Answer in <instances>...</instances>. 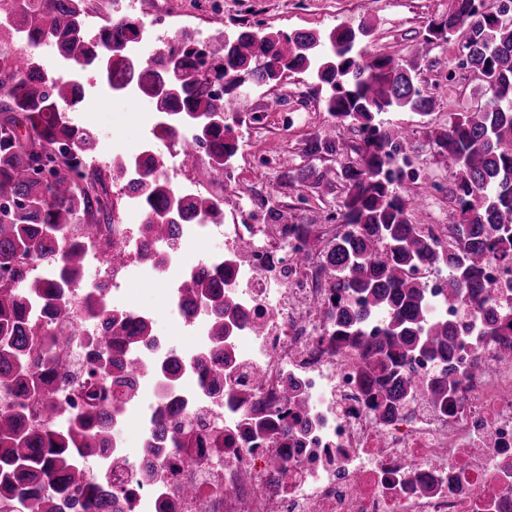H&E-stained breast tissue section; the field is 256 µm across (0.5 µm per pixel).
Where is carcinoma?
Listing matches in <instances>:
<instances>
[{"instance_id":"cac0c4a2","label":"carcinoma","mask_w":512,"mask_h":512,"mask_svg":"<svg viewBox=\"0 0 512 512\" xmlns=\"http://www.w3.org/2000/svg\"><path fill=\"white\" fill-rule=\"evenodd\" d=\"M83 0H0V30L17 37L8 42L10 57L0 63V392L14 402L0 407V512H60L56 490L69 484L81 488L71 506L84 509L112 498V483L85 478L81 459L109 442L112 415L120 404L112 387L131 395L140 380L152 373L132 369L135 359L114 366L112 348L125 342L112 334L89 335L91 367L81 385L85 406L78 413L45 407L46 420L33 427L28 404L64 368L63 354L71 339L50 331L63 312L70 290L82 281L85 243L102 224L112 223V204L106 198L100 172L84 167V158L97 146L96 133L75 124L67 115L82 99L83 83L48 71L42 49L53 48L83 74L100 76L109 89L128 87L152 100L158 128L169 140L207 143L208 165L198 169L203 181L224 171L237 150L235 104L252 86L276 83L290 73L313 74L329 87L326 100L337 125L349 123L361 136L355 147L358 166L344 168L348 182L338 214L350 226L341 236L323 242L295 225L288 206H269V219L288 224L305 235V256L322 257L328 287L337 302L332 315L336 335L360 346L357 372L375 410L417 396L445 406L457 384L452 361L458 327L434 314L419 278L407 270L421 264L448 266V294L467 311V322H484L477 336H507L512 323H495L485 307L489 281L488 253L512 264V239L486 235L489 225L512 226V16L499 18L495 4L478 11L476 0H453V9L440 21H430L423 41L410 60L358 50L369 28L339 27L326 36L310 31L291 34L245 28L207 45L195 41L159 47L144 62L132 46L143 37L141 24L119 17L95 31L85 23ZM456 31L463 49L460 61L484 76L497 99L483 107L466 108L431 138L443 163H451L448 198L459 221L443 246L422 233L410 219L409 207L429 192L428 183L405 173L400 155L409 139L406 130L387 129L376 115L409 109L419 116L434 110L435 99L418 80L419 61L432 46L446 44L447 28ZM223 114L222 123L203 137L190 125L193 116ZM336 125L307 143L310 155L338 151ZM166 157L145 150L112 167V181L135 193L144 216L138 258L154 256L153 244L172 242L187 216L200 214L213 224L224 221L218 200L183 194L170 186ZM334 170H311L303 175L314 190L329 188ZM89 219L79 234L72 225ZM25 255L45 270L29 279L17 263ZM177 293L203 302L209 309L214 353L224 355V269L200 267L186 272ZM86 313L112 329L117 317L105 294L86 299ZM383 320V337L372 325ZM128 341L153 335L147 317L130 321ZM416 353L446 365L439 379L412 380L403 372Z\"/></svg>"}]
</instances>
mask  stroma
<instances>
[{
    "mask_svg": "<svg viewBox=\"0 0 512 512\" xmlns=\"http://www.w3.org/2000/svg\"><path fill=\"white\" fill-rule=\"evenodd\" d=\"M220 13L200 9V0H153L152 14L166 13L168 32H191L212 36L231 35L242 28L254 26L272 32L315 31L328 34L336 27L367 25L370 32L361 46L371 52L398 59L411 58L422 40L430 19L446 14L452 0H221ZM457 51L444 44L433 49L420 67V80L436 100L434 111L422 117L407 110L380 114L386 126L410 130L406 151L421 177L436 183L437 188L412 206L413 223L452 224L457 214L449 201L446 186L450 169L434 155L430 137L434 131L447 127L454 113L463 108L494 101L495 96L476 73L457 70ZM84 96L69 116L76 124L88 126L98 134L97 152L112 153L113 138H121L122 149L136 155L145 147L164 151L163 143L155 141L151 129L156 115L152 103L138 94L114 93L94 75L83 78ZM328 88L309 74H294L275 85L253 88L239 107L241 118L264 113L260 127H236L239 141H251V148H239L233 165L248 195L258 202H279L288 205L299 223L316 226L319 235L332 239L339 230L336 215L344 197L343 179H335L331 188L316 194L305 186L281 188L282 171L301 175L303 170L331 167L342 169L358 162L354 151L358 138L347 127L336 128L339 153L310 155L304 150L308 139L332 125L324 100ZM280 98V111L268 110L271 98ZM293 112L297 121L289 130H282L280 112ZM333 126V125H332ZM165 288L162 281L147 282L131 277L128 299L153 313L156 328L178 334L165 313Z\"/></svg>",
    "mask_w": 512,
    "mask_h": 512,
    "instance_id": "1",
    "label": "stroma"
}]
</instances>
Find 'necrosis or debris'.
Here are the masks:
<instances>
[{"instance_id":"obj_1","label":"necrosis or debris","mask_w":512,"mask_h":512,"mask_svg":"<svg viewBox=\"0 0 512 512\" xmlns=\"http://www.w3.org/2000/svg\"><path fill=\"white\" fill-rule=\"evenodd\" d=\"M220 236L224 248L201 255L197 266L223 267L225 288L241 312L224 342L217 375L191 370L176 381L145 377L114 421L111 448L84 463L88 476L105 475L115 498L112 512H512V355L502 337L463 336L453 362L458 384L444 409L419 397L390 414L373 410L356 373L359 351L338 337L327 314L326 272L320 257L299 266L305 239L283 234L249 213L241 224L201 220L185 225L182 240L160 244L163 269L138 260L139 227L115 209L112 226L114 312L141 316L128 302L131 274L180 281L172 257L189 238ZM283 256L275 271L268 257ZM193 340L177 345L158 332L134 347L139 362L157 368L171 354L190 360L209 349L206 316L191 320ZM67 371L46 400L75 412L89 371L83 335H76ZM297 383L304 408L297 424H284L280 390ZM182 405L181 420L200 433L224 426V448H162L159 474L144 477L145 449L169 403ZM266 421L252 435L245 421L253 409ZM134 427L138 446L121 436ZM197 489L185 496L184 487Z\"/></svg>"}]
</instances>
